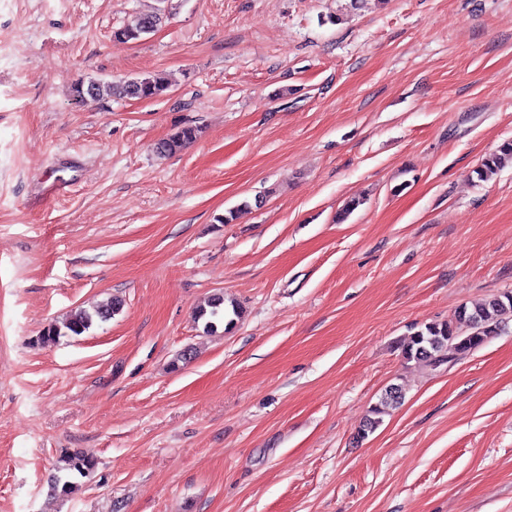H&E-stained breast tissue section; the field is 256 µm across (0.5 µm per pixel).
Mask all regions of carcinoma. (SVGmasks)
<instances>
[{
	"label": "carcinoma",
	"mask_w": 512,
	"mask_h": 512,
	"mask_svg": "<svg viewBox=\"0 0 512 512\" xmlns=\"http://www.w3.org/2000/svg\"><path fill=\"white\" fill-rule=\"evenodd\" d=\"M163 21L159 14L142 15L113 32V38L120 43H135L153 33ZM170 87L166 81L143 77L127 79L120 83L112 81H80L72 87L73 99L81 103L85 96L92 100H104L112 97L136 100H152L162 96ZM200 130L196 125H186L168 138L157 143L156 150L161 154H175L194 143ZM512 164V140L503 143L497 152L487 156L476 171L482 180ZM122 301L111 298L97 305L93 310H79L71 314L60 325L49 324L41 333L44 343L54 342L61 336H79L89 330L96 322H105L119 313ZM226 317L224 297L214 295L205 306L196 311L195 319L203 321V329L211 332L217 328V321ZM512 318V293H503L471 307L464 306L459 311L457 324L448 322L427 323L414 331L400 344L403 358L423 362L429 366L451 365L461 357L480 348L489 337L498 334ZM402 387L393 385L385 390L380 401L371 409V417L366 427L376 428L382 422V416L389 409L403 402ZM94 467L91 459L73 454L65 461V470L84 474Z\"/></svg>",
	"instance_id": "1"
}]
</instances>
